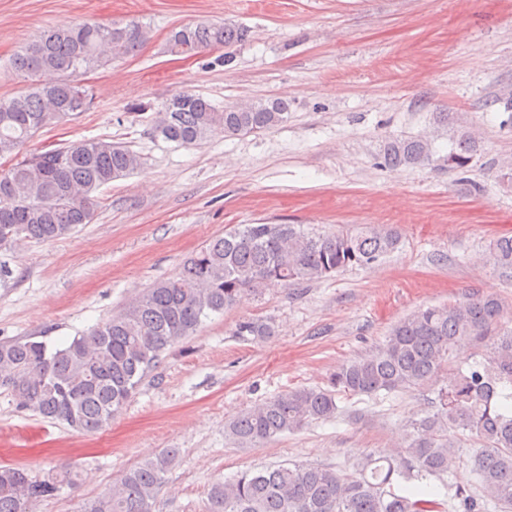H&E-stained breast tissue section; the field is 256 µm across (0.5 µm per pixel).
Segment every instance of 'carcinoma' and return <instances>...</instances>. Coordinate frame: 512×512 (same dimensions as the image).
<instances>
[{
    "mask_svg": "<svg viewBox=\"0 0 512 512\" xmlns=\"http://www.w3.org/2000/svg\"><path fill=\"white\" fill-rule=\"evenodd\" d=\"M150 28L76 21L43 31L10 61L30 80L0 99V252L28 240L53 242L92 221L100 206L94 193L143 167V157L112 140H85L21 155L42 129L87 111L91 94L79 76L138 51ZM247 30L232 23H199L171 30V51L190 54L242 42ZM42 72L59 79L35 83ZM288 119V103L260 99L215 107L200 95L179 94L150 118V133L194 145L222 133L262 132ZM477 144L464 132L445 159L448 169L468 167ZM431 142L395 137L384 146L393 165H426ZM399 232L363 226L324 235L299 224H240L197 249L173 276L157 282L128 307L61 348L28 338L0 342V387L20 409L61 421L86 433L112 423L142 380L171 347L193 335L212 314H222L247 295L273 285L316 282L349 267H369L392 253ZM489 262L512 274V237L489 245ZM495 294H469L448 305L420 308L396 321L373 350L341 363L328 387H299L249 409L224 426L238 448H260L277 436L327 420L337 399H377L423 385L444 374L431 406L410 421V437L389 457L366 455L354 472L315 464L283 463L218 481L208 493L207 512H448V501L419 485L402 493L398 480L441 478L456 465V448L468 440L475 489L458 487L461 512H512V329ZM271 333L261 319L235 325L242 341ZM483 348L468 368L452 365L457 349ZM167 448L129 471L79 512H156L157 494L178 461ZM82 473L65 468L42 479L21 467H0V512H32L34 503L76 486Z\"/></svg>",
    "mask_w": 512,
    "mask_h": 512,
    "instance_id": "cac0c4a2",
    "label": "carcinoma"
}]
</instances>
